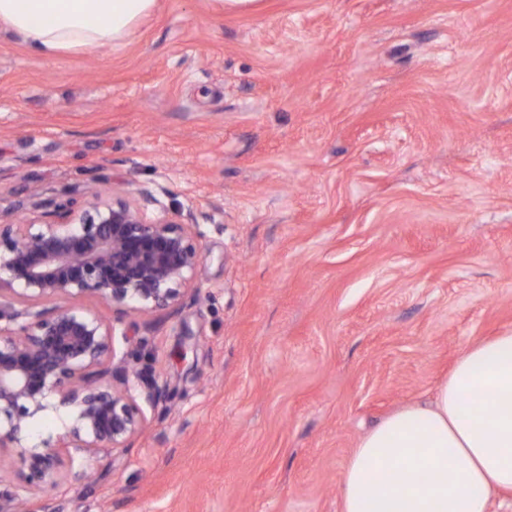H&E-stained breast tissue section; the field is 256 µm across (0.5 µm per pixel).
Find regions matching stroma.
I'll list each match as a JSON object with an SVG mask.
<instances>
[{
  "mask_svg": "<svg viewBox=\"0 0 512 512\" xmlns=\"http://www.w3.org/2000/svg\"><path fill=\"white\" fill-rule=\"evenodd\" d=\"M148 190L205 258L99 311L168 382L41 512H340L352 449L512 330V0H157L44 56L0 24V217Z\"/></svg>",
  "mask_w": 512,
  "mask_h": 512,
  "instance_id": "obj_1",
  "label": "stroma"
}]
</instances>
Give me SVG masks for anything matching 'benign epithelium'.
I'll use <instances>...</instances> for the list:
<instances>
[{"label":"benign epithelium","mask_w":512,"mask_h":512,"mask_svg":"<svg viewBox=\"0 0 512 512\" xmlns=\"http://www.w3.org/2000/svg\"><path fill=\"white\" fill-rule=\"evenodd\" d=\"M145 209L94 192L80 208L41 202L22 224L0 218V455L15 448L19 481L0 459V512H40L35 496L90 480L89 462L122 453L142 432L166 381L117 353L116 328L99 310L46 306L92 298L139 315L178 308L204 259L200 225L147 192ZM73 412L55 443L25 432L51 411Z\"/></svg>","instance_id":"benign-epithelium-1"}]
</instances>
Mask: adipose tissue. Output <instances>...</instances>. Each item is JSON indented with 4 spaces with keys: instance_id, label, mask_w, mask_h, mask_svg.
<instances>
[{
    "instance_id": "ef3b65f1",
    "label": "adipose tissue",
    "mask_w": 512,
    "mask_h": 512,
    "mask_svg": "<svg viewBox=\"0 0 512 512\" xmlns=\"http://www.w3.org/2000/svg\"><path fill=\"white\" fill-rule=\"evenodd\" d=\"M157 0H0V22L49 55L122 41ZM512 494V330L455 361L431 400L362 436L344 467L342 512H490Z\"/></svg>"
}]
</instances>
